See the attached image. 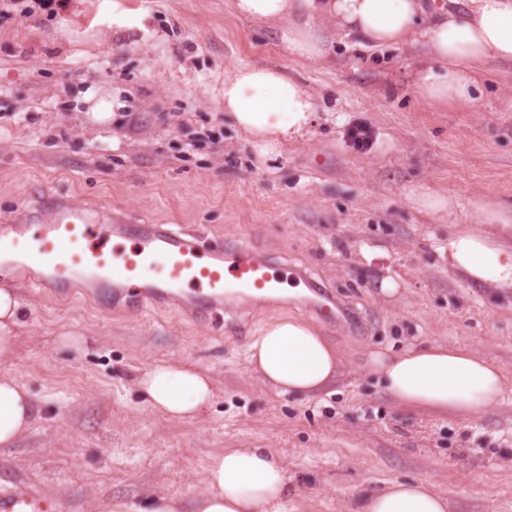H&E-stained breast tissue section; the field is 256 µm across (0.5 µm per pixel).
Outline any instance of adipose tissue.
<instances>
[{
	"instance_id": "adipose-tissue-1",
	"label": "adipose tissue",
	"mask_w": 512,
	"mask_h": 512,
	"mask_svg": "<svg viewBox=\"0 0 512 512\" xmlns=\"http://www.w3.org/2000/svg\"><path fill=\"white\" fill-rule=\"evenodd\" d=\"M240 17L277 23L282 49L318 61L329 51L326 27L373 48L422 47L415 89L426 102L467 104L488 64L512 63V0H451L430 8L423 0H233ZM224 113L261 154L317 120L313 94L282 68L246 65L224 78ZM448 265L467 283L512 292V237L453 231ZM247 363L282 394L314 396L336 380L340 356L306 322L278 316L252 338ZM370 367L402 407L420 413L474 418L496 405L512 378L466 345L430 343L397 354L373 353ZM139 387L150 406L171 419L193 417L213 399L208 374L180 362L149 366ZM32 420V400L15 378L0 376V447L16 443ZM290 478L266 448H227L205 468L196 512H284ZM357 512H448V498L431 482L393 479L364 496Z\"/></svg>"
}]
</instances>
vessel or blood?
Returning <instances> with one entry per match:
<instances>
[{
	"label": "vessel or blood",
	"instance_id": "obj_1",
	"mask_svg": "<svg viewBox=\"0 0 512 512\" xmlns=\"http://www.w3.org/2000/svg\"><path fill=\"white\" fill-rule=\"evenodd\" d=\"M25 274L58 300L76 295L116 310L175 309L196 324L215 321L228 300H259L286 283L288 268L245 245L223 247L164 224H116L104 205L41 194L24 223H0V277ZM321 321H342L332 298L312 302ZM0 512H61L23 480L0 489Z\"/></svg>",
	"mask_w": 512,
	"mask_h": 512
}]
</instances>
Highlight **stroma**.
I'll return each mask as SVG.
<instances>
[{"label":"stroma","instance_id":"1","mask_svg":"<svg viewBox=\"0 0 512 512\" xmlns=\"http://www.w3.org/2000/svg\"><path fill=\"white\" fill-rule=\"evenodd\" d=\"M413 46L366 49L339 37L326 60L285 55L275 25L231 0H0V218L39 192L103 203L124 224H172L244 243L306 272L354 313L318 323L342 365L314 397L280 394L247 363L255 330L311 315L282 289L196 330L169 312L108 313L12 279L13 355L0 363L31 395V425L0 447V487L25 479L75 512L118 497L192 503L208 458L267 448L291 477L285 512H356L392 479L427 480L448 512H512V391L464 422L399 406L369 352L469 345L512 374V297L476 288L439 253L469 226L473 199L512 206V65H489L467 107L414 91ZM288 69L317 96L318 119L278 156L259 158L224 116V78L243 65ZM110 119H101L104 111ZM373 132L356 148L349 128ZM423 186L459 202L454 218L416 207ZM385 251L386 259L366 255ZM398 282L395 295L379 282ZM90 339L74 351L65 331ZM206 371L214 399L172 420L141 395L158 361Z\"/></svg>","mask_w":512,"mask_h":512}]
</instances>
